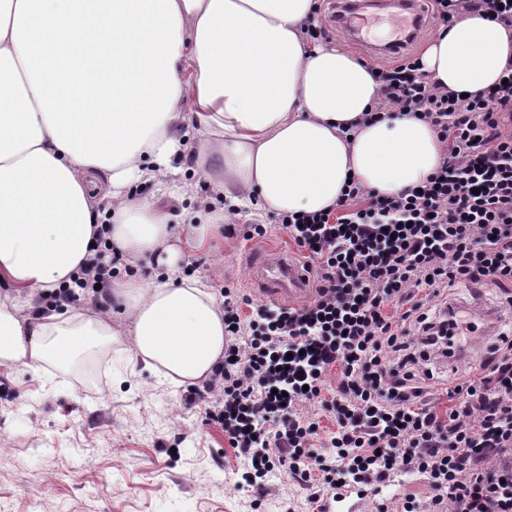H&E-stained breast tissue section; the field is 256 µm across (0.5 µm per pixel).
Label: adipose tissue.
Instances as JSON below:
<instances>
[{"instance_id":"obj_1","label":"adipose tissue","mask_w":512,"mask_h":512,"mask_svg":"<svg viewBox=\"0 0 512 512\" xmlns=\"http://www.w3.org/2000/svg\"><path fill=\"white\" fill-rule=\"evenodd\" d=\"M316 0H0V366H67L111 343L115 312L132 361L181 386L224 358V313L198 277L181 276L233 211L335 206L353 179L382 195L422 183L440 162L429 124L410 116L361 125L379 91L373 69L307 40ZM431 79L477 93L512 62V29L459 16L421 55ZM190 112H183V103ZM193 117L218 148L220 208L173 216L162 200L188 185L174 163ZM356 127L353 139L344 131ZM154 182L129 202L137 179ZM186 224L175 238L174 219ZM131 263L163 277L115 280L110 305L49 308L71 286L102 224Z\"/></svg>"}]
</instances>
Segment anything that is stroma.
I'll use <instances>...</instances> for the list:
<instances>
[{
    "instance_id": "obj_1",
    "label": "stroma",
    "mask_w": 512,
    "mask_h": 512,
    "mask_svg": "<svg viewBox=\"0 0 512 512\" xmlns=\"http://www.w3.org/2000/svg\"><path fill=\"white\" fill-rule=\"evenodd\" d=\"M184 132L188 151L179 165L193 190L172 204L175 215L218 199L211 182L218 155L200 151L196 124L186 123ZM250 222L238 217L235 235L189 252L182 265L216 296L228 288L247 296L245 316L250 301L261 298L251 281L253 249L277 246L301 256L276 213L260 217L264 236L248 237ZM448 301L481 333L427 383L424 402L441 415L455 384L479 374L496 331L512 328L503 291L459 286ZM129 356L115 343L83 351L63 368L0 367V512H318L312 488L284 469L268 476L264 490L244 485L235 449L204 406L185 405L182 389L132 366ZM429 494L423 477L401 476L350 505L352 512H399L405 497L423 501Z\"/></svg>"
}]
</instances>
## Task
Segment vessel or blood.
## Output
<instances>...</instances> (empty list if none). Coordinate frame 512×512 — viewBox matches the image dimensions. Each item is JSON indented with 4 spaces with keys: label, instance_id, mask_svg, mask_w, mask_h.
I'll list each match as a JSON object with an SVG mask.
<instances>
[{
    "label": "vessel or blood",
    "instance_id": "obj_1",
    "mask_svg": "<svg viewBox=\"0 0 512 512\" xmlns=\"http://www.w3.org/2000/svg\"><path fill=\"white\" fill-rule=\"evenodd\" d=\"M389 17L417 30L426 22V0H391ZM380 12L366 5L365 0H354L342 21L343 28L354 41H361L370 32ZM253 282L264 297L283 304L291 303L308 289L307 274L290 255L281 251L259 252L254 256Z\"/></svg>",
    "mask_w": 512,
    "mask_h": 512
}]
</instances>
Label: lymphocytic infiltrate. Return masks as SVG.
<instances>
[{"label":"lymphocytic infiltrate","instance_id":"f902f5d3","mask_svg":"<svg viewBox=\"0 0 512 512\" xmlns=\"http://www.w3.org/2000/svg\"><path fill=\"white\" fill-rule=\"evenodd\" d=\"M429 4L444 28L468 12L512 28V0ZM503 76L464 97L432 82L419 55L399 50L377 68L379 97L363 120L393 112L431 125L443 146L435 172L392 195L353 180L329 210L280 216L308 254L309 303L258 304L245 318L239 299L225 296V359L185 402L204 405L222 427L250 485L282 467L333 498L420 475L431 496L405 498L402 512H512V336L499 335L479 378L454 386L448 418L420 403L449 339L473 329L436 297L512 284V65ZM97 242L77 289H58L55 302L81 291L107 297L119 271L107 237ZM391 304L400 317L387 314ZM335 366L327 400L323 382ZM314 403L336 422L327 455L311 444L319 423L305 408Z\"/></svg>","mask_w":512,"mask_h":512}]
</instances>
